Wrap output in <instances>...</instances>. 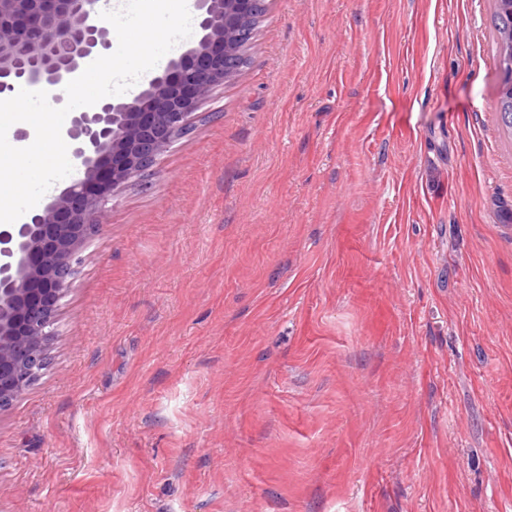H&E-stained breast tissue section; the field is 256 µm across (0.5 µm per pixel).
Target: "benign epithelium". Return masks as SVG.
<instances>
[{"mask_svg": "<svg viewBox=\"0 0 512 512\" xmlns=\"http://www.w3.org/2000/svg\"><path fill=\"white\" fill-rule=\"evenodd\" d=\"M94 0H0V94L19 79L55 87L112 43ZM252 0H195L199 38L132 100L105 97L68 114L82 176L17 224L0 226V412L41 376L55 314L114 194L151 171L191 128L224 71L225 33Z\"/></svg>", "mask_w": 512, "mask_h": 512, "instance_id": "7a95c632", "label": "benign epithelium"}]
</instances>
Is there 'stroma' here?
Here are the masks:
<instances>
[{"label": "stroma", "mask_w": 512, "mask_h": 512, "mask_svg": "<svg viewBox=\"0 0 512 512\" xmlns=\"http://www.w3.org/2000/svg\"><path fill=\"white\" fill-rule=\"evenodd\" d=\"M267 5L85 244L0 512H512L496 0Z\"/></svg>", "instance_id": "obj_1"}]
</instances>
